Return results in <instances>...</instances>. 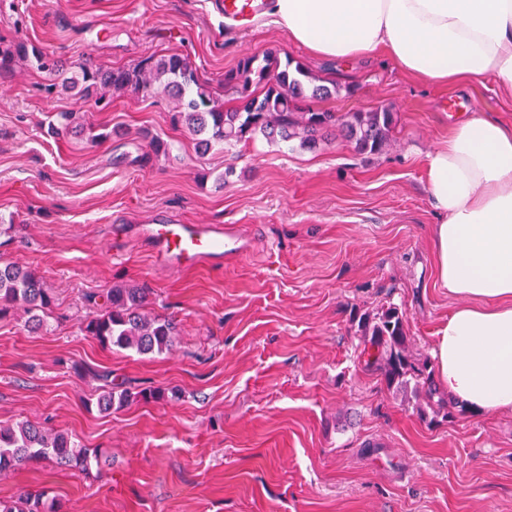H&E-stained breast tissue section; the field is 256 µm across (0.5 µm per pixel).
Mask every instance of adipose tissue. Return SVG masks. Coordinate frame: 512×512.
Returning <instances> with one entry per match:
<instances>
[{
  "label": "adipose tissue",
  "mask_w": 512,
  "mask_h": 512,
  "mask_svg": "<svg viewBox=\"0 0 512 512\" xmlns=\"http://www.w3.org/2000/svg\"><path fill=\"white\" fill-rule=\"evenodd\" d=\"M269 24L318 57L376 50L406 73L512 91V0H272ZM440 287L460 298L435 335L440 385L479 414L512 411V125L460 117L425 157Z\"/></svg>",
  "instance_id": "obj_1"
}]
</instances>
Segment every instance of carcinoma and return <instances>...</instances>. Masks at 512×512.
I'll list each match as a JSON object with an SVG mask.
<instances>
[{
  "label": "carcinoma",
  "instance_id": "obj_1",
  "mask_svg": "<svg viewBox=\"0 0 512 512\" xmlns=\"http://www.w3.org/2000/svg\"><path fill=\"white\" fill-rule=\"evenodd\" d=\"M19 60L28 62L34 71L62 77L44 87L47 94L76 89L82 96L95 99L101 111L111 103L107 98L109 91L149 94L161 87L177 102L172 122L184 126L205 147L238 143L261 135L271 143L297 139L300 147L313 149L336 128L355 142L361 152H380L390 142L393 113L387 109L299 111L300 99L325 98L330 96L331 89L317 85L306 92L304 68L298 64L292 72L282 69L272 52L260 58H245L224 74V83L236 86L243 95V104L230 110L224 109V100L209 82L199 77L190 60L179 53L149 56L132 68L85 63L79 66L78 74L66 77L63 70L67 64L61 58L24 41L0 40V76L9 73ZM254 83L264 84L262 95L248 94ZM49 118L51 129L64 135L75 122L76 114L54 112ZM168 151V143L156 136L149 140L141 160L148 162ZM148 296L149 289L136 283L113 282L100 308L84 320L81 330L108 348L130 349L141 355L172 351L177 344V323L171 317L146 311ZM50 303L49 289L34 273L15 263L0 264V318L20 306L32 314L30 323L42 328L45 322L38 312L47 310ZM405 322L404 313L393 304L360 318V341L369 354L366 366L379 371L387 386L402 392L409 390L422 398L416 407L421 417L437 416L454 403L437 391L430 362L410 352ZM160 396L159 390L133 393L112 388L98 397L97 404L100 410L108 412L137 399ZM34 459H48L59 467L82 471L102 465V456L96 450L82 447L67 433L26 421L1 423L0 474ZM0 512H63V504L57 499L47 500L42 492L11 501L0 500Z\"/></svg>",
  "mask_w": 512,
  "mask_h": 512
}]
</instances>
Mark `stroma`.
Wrapping results in <instances>:
<instances>
[{"label": "stroma", "mask_w": 512, "mask_h": 512, "mask_svg": "<svg viewBox=\"0 0 512 512\" xmlns=\"http://www.w3.org/2000/svg\"><path fill=\"white\" fill-rule=\"evenodd\" d=\"M220 0H0V38L22 39L71 67H131L188 55L223 86L249 56L277 53L313 84L336 85L302 110L396 114L389 146L356 151L343 136L313 150L257 137L199 152L172 128V101L116 93L109 110L18 65L0 77V263L40 276L50 325L23 310L0 319V423L27 421L99 449L89 472L48 460L0 477V499L40 492L64 512H512V412L420 418L359 356L363 314L396 305L412 350L427 358L458 305L436 280V222L425 156L458 114L512 123L493 78L428 83L373 54L312 56L273 26L225 24ZM224 105L241 103L223 86ZM75 112L111 139L53 133ZM168 154L140 165L149 136ZM221 224L239 259L181 271L159 264L126 227ZM152 291L180 327L172 352L103 347L81 321L114 281ZM165 396L101 412L105 386Z\"/></svg>", "instance_id": "1"}]
</instances>
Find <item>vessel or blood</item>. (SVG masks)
<instances>
[{
	"label": "vessel or blood",
	"instance_id": "vessel-or-blood-1",
	"mask_svg": "<svg viewBox=\"0 0 512 512\" xmlns=\"http://www.w3.org/2000/svg\"><path fill=\"white\" fill-rule=\"evenodd\" d=\"M220 6L225 16L247 22L264 10L265 0H221ZM134 232L148 239L168 265L181 270L231 261L245 250L237 238L225 236L220 224H144Z\"/></svg>",
	"mask_w": 512,
	"mask_h": 512
}]
</instances>
